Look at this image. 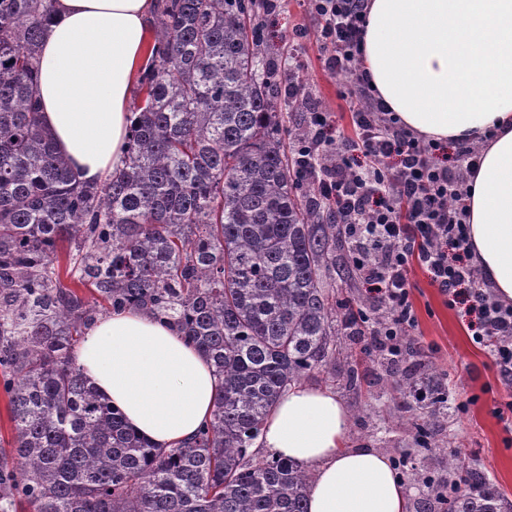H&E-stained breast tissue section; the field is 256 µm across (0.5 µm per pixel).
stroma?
Returning <instances> with one entry per match:
<instances>
[{
    "instance_id": "1",
    "label": "stroma",
    "mask_w": 512,
    "mask_h": 512,
    "mask_svg": "<svg viewBox=\"0 0 512 512\" xmlns=\"http://www.w3.org/2000/svg\"><path fill=\"white\" fill-rule=\"evenodd\" d=\"M300 28L306 36L297 44L293 34ZM263 36L267 63L278 73L290 74L314 102L331 112L341 132L351 134L349 104L340 95L343 80L323 65L317 26L304 0H279L276 12L264 18ZM348 267L345 250H338L326 286L337 301L357 307L366 297L365 287L358 278L346 276ZM413 280L417 285V323L410 331L416 349L414 365L406 370L394 368L367 339L352 335L342 339L348 354L337 362L336 381L329 389L349 412L346 445L367 444L388 457L400 450L409 452L411 467L400 478L414 512H422L430 497L425 477L447 479L452 448L460 449L495 491L512 503V386L501 381L489 348L473 343L462 308L450 306L422 271H415ZM427 369L440 377L453 403L433 416L437 446L424 457L413 428L420 411L395 387L421 382ZM352 371L359 375L354 385L346 382Z\"/></svg>"
}]
</instances>
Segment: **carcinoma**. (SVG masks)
I'll use <instances>...</instances> for the list:
<instances>
[{"label":"carcinoma","mask_w":512,"mask_h":512,"mask_svg":"<svg viewBox=\"0 0 512 512\" xmlns=\"http://www.w3.org/2000/svg\"><path fill=\"white\" fill-rule=\"evenodd\" d=\"M256 0H159L125 166L75 182L35 109L53 0H0V512H308L313 474L251 448L288 388L336 374L341 234L277 139ZM166 318L222 387L211 420L156 448L74 360L121 310ZM431 450V422L415 424ZM443 512H512L448 453Z\"/></svg>","instance_id":"1"}]
</instances>
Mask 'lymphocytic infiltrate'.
I'll list each match as a JSON object with an SVG mask.
<instances>
[{"label": "lymphocytic infiltrate", "instance_id": "obj_1", "mask_svg": "<svg viewBox=\"0 0 512 512\" xmlns=\"http://www.w3.org/2000/svg\"><path fill=\"white\" fill-rule=\"evenodd\" d=\"M318 23L324 65L346 75L353 136L305 89L289 83L288 97L304 112L308 134L292 141L297 175L311 183L312 202L338 224L350 267L365 284L368 310L350 324L368 336L384 360L398 356L414 327L413 269L423 270L449 304H462L476 344L494 348L502 381L512 385V305L501 303L471 261L467 226L468 180L480 152L459 150L457 164L441 144L402 127L374 95L362 69L367 0H307Z\"/></svg>", "mask_w": 512, "mask_h": 512}]
</instances>
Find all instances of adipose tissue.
Masks as SVG:
<instances>
[{
	"mask_svg": "<svg viewBox=\"0 0 512 512\" xmlns=\"http://www.w3.org/2000/svg\"><path fill=\"white\" fill-rule=\"evenodd\" d=\"M154 0H55L39 51V115L76 179L124 164L131 91L151 53ZM363 63L414 134L479 146L468 181L473 261L512 303V0H369ZM76 362L140 436L170 448L211 416L220 381L169 323L137 311L93 322ZM330 391L297 386L269 415L261 452L310 467L309 512H411L385 455L346 447Z\"/></svg>",
	"mask_w": 512,
	"mask_h": 512,
	"instance_id": "obj_1",
	"label": "adipose tissue"
}]
</instances>
